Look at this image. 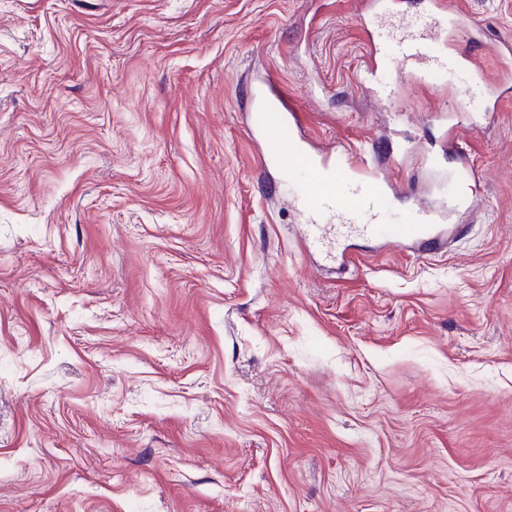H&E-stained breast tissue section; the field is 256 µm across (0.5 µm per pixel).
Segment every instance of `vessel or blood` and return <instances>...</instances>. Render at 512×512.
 <instances>
[{
	"label": "vessel or blood",
	"instance_id": "vessel-or-blood-1",
	"mask_svg": "<svg viewBox=\"0 0 512 512\" xmlns=\"http://www.w3.org/2000/svg\"><path fill=\"white\" fill-rule=\"evenodd\" d=\"M448 17L459 32H466L471 25L456 0H429L426 14L416 16L410 27L402 24L398 10H389L388 23L393 30L390 44L383 53L372 54L371 65L388 69L401 64V71L394 74L398 81L406 68H441L445 57L436 44L441 22ZM494 56L498 72L486 82L492 97L502 85L512 82V42L496 45ZM444 109L455 118L445 140L455 170L463 179H478L482 170L461 145L466 122L462 96L449 98ZM300 128L297 114L288 109L277 92H267L265 100L252 110L250 132L260 134L268 153L283 159V178L293 187L296 202L310 215L303 225L306 238L320 244L336 241V257L344 268L355 262L343 248L344 242L352 238L376 240L400 249L413 247L423 253L441 249L448 220L445 210L419 203L409 208L402 223H388L387 214L402 190L379 170L373 149L356 147L342 161L328 154H313L303 147Z\"/></svg>",
	"mask_w": 512,
	"mask_h": 512
}]
</instances>
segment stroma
<instances>
[{
  "label": "stroma",
  "mask_w": 512,
  "mask_h": 512,
  "mask_svg": "<svg viewBox=\"0 0 512 512\" xmlns=\"http://www.w3.org/2000/svg\"><path fill=\"white\" fill-rule=\"evenodd\" d=\"M461 2L473 69L400 88L361 0H0V512H512V0ZM266 79L311 152L478 200L450 250L323 270ZM494 56L498 66L497 75L493 78H486L483 72H480L484 78L490 98H494L493 108L498 107V96H496L498 89L505 84L511 83L512 77V42L500 41L494 48ZM455 117V123L448 126V135L445 147L448 149V157L454 159L455 170L465 180H475L482 176L481 168L476 165L461 146L462 128L466 123V113L463 110V94L449 98L442 107Z\"/></svg>",
  "instance_id": "obj_1"
}]
</instances>
